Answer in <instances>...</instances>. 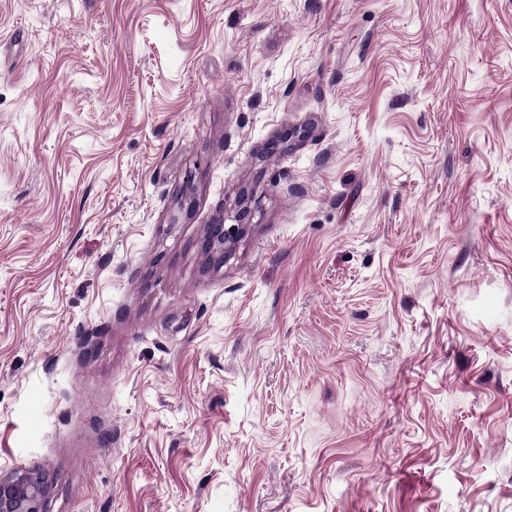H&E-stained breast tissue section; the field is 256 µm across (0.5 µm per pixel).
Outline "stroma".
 <instances>
[{"instance_id": "stroma-1", "label": "stroma", "mask_w": 512, "mask_h": 512, "mask_svg": "<svg viewBox=\"0 0 512 512\" xmlns=\"http://www.w3.org/2000/svg\"><path fill=\"white\" fill-rule=\"evenodd\" d=\"M19 467L48 512H512V0H0ZM238 207L240 208L236 215L232 216L236 221L235 224H230L229 227L226 228L223 216L213 224L208 225L202 248L209 261H215V259L224 260V244L235 238L244 228L245 224L243 223H250L252 213L253 215L255 214V209L253 208L251 211L247 204H239Z\"/></svg>"}]
</instances>
